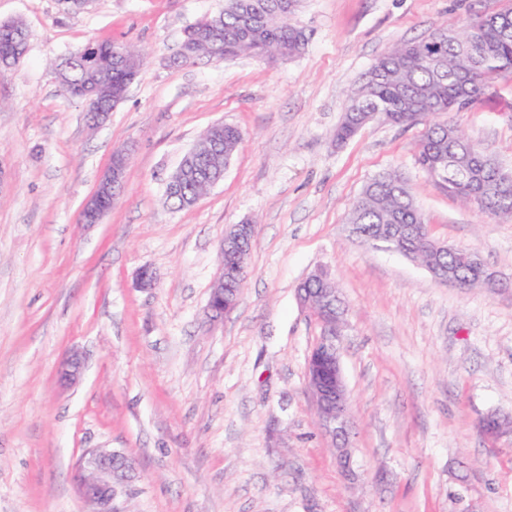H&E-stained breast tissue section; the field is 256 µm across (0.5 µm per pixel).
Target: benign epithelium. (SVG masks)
Masks as SVG:
<instances>
[{
  "mask_svg": "<svg viewBox=\"0 0 512 512\" xmlns=\"http://www.w3.org/2000/svg\"><path fill=\"white\" fill-rule=\"evenodd\" d=\"M211 20L201 19L192 31L194 35L180 44L177 56H190L196 49L199 38L208 33ZM129 159L128 150L117 152L112 162L102 175L95 191L86 199L82 207V219L87 224H95L106 213L105 195L112 192V199H117L118 190L124 182L125 170ZM255 233L253 224H235L225 231L220 244V251L238 249L248 235ZM336 289L325 287L319 292V308L315 310L316 318L324 327V336L313 348L307 361L308 389L320 412V422L326 434L336 447V457L345 475L352 477V453L349 448L351 432L350 398L343 377L338 327L341 315L335 307ZM231 305L224 303L218 296L208 301L206 313L210 320L217 321L224 316ZM82 372V363L73 355L63 364L59 380L64 385L78 381ZM119 452L106 448H92L81 458L79 464V492L82 497L96 507L95 512H117L114 501L119 488H124L133 481L135 465L130 459L123 464L122 481H117L115 470L116 456Z\"/></svg>",
  "mask_w": 512,
  "mask_h": 512,
  "instance_id": "7a95c632",
  "label": "benign epithelium"
}]
</instances>
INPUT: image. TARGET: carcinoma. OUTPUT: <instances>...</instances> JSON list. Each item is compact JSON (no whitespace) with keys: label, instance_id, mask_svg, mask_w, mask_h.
<instances>
[{"label":"carcinoma","instance_id":"obj_1","mask_svg":"<svg viewBox=\"0 0 512 512\" xmlns=\"http://www.w3.org/2000/svg\"><path fill=\"white\" fill-rule=\"evenodd\" d=\"M301 0H292L283 13L276 0H225L224 12L211 17L217 33L197 55L180 63L221 61L240 55L258 59L294 57L307 44L304 30L293 18ZM102 68L90 73L70 55L57 65V75L68 96L87 84H98L101 92L82 100L91 116L112 111L110 86L126 82L127 74L111 66L112 53L121 43L97 41ZM28 50V33L20 21L0 23V66L22 62ZM512 75V7L497 12L486 22L475 14L460 28L435 27L425 38L391 47L378 57L351 88L336 141L350 139L370 119L395 124L409 123L411 112L430 113L433 123L417 145V159L435 183L464 206H475L498 216H512V180L500 177L501 166L480 145L463 144V132L438 117L454 106H466L488 95L496 79ZM242 140L233 125L209 130L190 153L201 156L197 171L187 176L168 200L179 208L192 205L224 178V164ZM349 224L373 240L382 235L407 234L414 240L424 263L432 262L454 274L465 286L474 285L485 272L484 261H465L461 252L431 250V239L412 191L395 170L371 179L356 199ZM247 261L233 253L224 256V288L241 289Z\"/></svg>","mask_w":512,"mask_h":512}]
</instances>
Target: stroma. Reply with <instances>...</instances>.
<instances>
[{"instance_id": "1", "label": "stroma", "mask_w": 512, "mask_h": 512, "mask_svg": "<svg viewBox=\"0 0 512 512\" xmlns=\"http://www.w3.org/2000/svg\"><path fill=\"white\" fill-rule=\"evenodd\" d=\"M512 0H303L304 51L175 65L184 29L224 0H0L22 20V64L0 70V512H94L75 470L118 449L136 477L119 512H512V289L458 290L362 244L348 222L364 186L399 170L431 234L512 279V217L460 205L416 162L428 121L335 132L344 93L390 47ZM92 40L147 60L94 121L57 77ZM512 171V78L447 113ZM242 142L224 179L188 208L165 185L213 124ZM124 188L80 219L112 151ZM255 226L238 303L210 322L230 225ZM149 270L153 283L141 285ZM323 270L343 302L339 348L355 478L339 468L307 388L323 328L298 298ZM80 354V380L62 364Z\"/></svg>"}]
</instances>
